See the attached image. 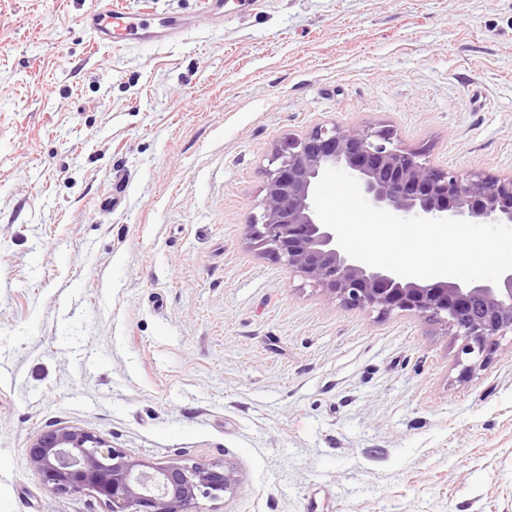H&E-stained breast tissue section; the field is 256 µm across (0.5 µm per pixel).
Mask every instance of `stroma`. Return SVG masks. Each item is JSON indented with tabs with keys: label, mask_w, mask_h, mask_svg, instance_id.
Here are the masks:
<instances>
[{
	"label": "stroma",
	"mask_w": 512,
	"mask_h": 512,
	"mask_svg": "<svg viewBox=\"0 0 512 512\" xmlns=\"http://www.w3.org/2000/svg\"><path fill=\"white\" fill-rule=\"evenodd\" d=\"M94 4L0 0V512H105L31 469L59 424L233 463L203 512H512V339L465 371L249 227L274 147L323 123L512 176V0H112L182 33L110 45Z\"/></svg>",
	"instance_id": "35a3bbf8"
}]
</instances>
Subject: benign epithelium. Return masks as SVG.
Returning <instances> with one entry per match:
<instances>
[{"label": "benign epithelium", "mask_w": 512, "mask_h": 512, "mask_svg": "<svg viewBox=\"0 0 512 512\" xmlns=\"http://www.w3.org/2000/svg\"><path fill=\"white\" fill-rule=\"evenodd\" d=\"M328 168L354 177L367 201L406 217L452 218L512 226V177L459 172L402 148L394 132L372 125L332 123L290 136L275 147L265 170L260 214L252 236L275 259L296 269L351 308L414 311L463 340L467 369L483 364L499 339L512 336V271L498 284H466L453 277L403 278L350 258L315 213L316 183ZM26 454L41 483L55 494L89 490L106 512H199L202 499L244 489L230 463H187L180 458L146 464L76 425L34 435Z\"/></svg>", "instance_id": "benign-epithelium-1"}]
</instances>
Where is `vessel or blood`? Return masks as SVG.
<instances>
[{"label":"vessel or blood","instance_id":"b4317fda","mask_svg":"<svg viewBox=\"0 0 512 512\" xmlns=\"http://www.w3.org/2000/svg\"><path fill=\"white\" fill-rule=\"evenodd\" d=\"M98 7L81 19V26L99 43L112 40L113 31H122L126 39L156 41L175 38L179 26L174 20L152 23L148 15L143 13H127L113 10L112 0H97Z\"/></svg>","mask_w":512,"mask_h":512}]
</instances>
